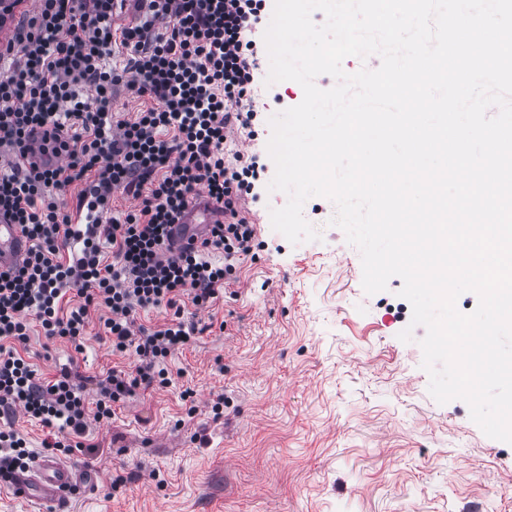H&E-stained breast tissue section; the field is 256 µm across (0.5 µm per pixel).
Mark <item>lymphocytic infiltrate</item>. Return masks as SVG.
I'll use <instances>...</instances> for the list:
<instances>
[{
	"instance_id": "obj_1",
	"label": "lymphocytic infiltrate",
	"mask_w": 512,
	"mask_h": 512,
	"mask_svg": "<svg viewBox=\"0 0 512 512\" xmlns=\"http://www.w3.org/2000/svg\"><path fill=\"white\" fill-rule=\"evenodd\" d=\"M38 2L0 52V147L13 155L0 165V214L30 242L21 267L0 271V473L31 457L7 423L16 411L47 428L44 449L69 452L89 421L111 419L114 403L166 385L168 357L200 332L185 323L186 306L212 309L257 239L246 204L258 163L225 148L257 116L252 35L265 0H132V17L118 30L119 0ZM117 46L127 53L121 69L105 64ZM79 84L90 96L79 98ZM119 86L148 101L133 119L110 118ZM38 131L63 166L21 164ZM201 189L221 206L223 223L211 225L200 247L165 257L170 224ZM117 193L135 201L124 218L72 223L69 199L107 211ZM100 307L110 312L104 329L113 353L133 354L136 364L112 369L90 408L76 372L64 367L43 379L20 350L36 322L46 338L83 351L89 311ZM160 307L171 313L167 323H139V313Z\"/></svg>"
}]
</instances>
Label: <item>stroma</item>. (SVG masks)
Instances as JSON below:
<instances>
[{
  "instance_id": "35a3bbf8",
  "label": "stroma",
  "mask_w": 512,
  "mask_h": 512,
  "mask_svg": "<svg viewBox=\"0 0 512 512\" xmlns=\"http://www.w3.org/2000/svg\"><path fill=\"white\" fill-rule=\"evenodd\" d=\"M259 65L257 135L233 146L266 165L248 205L264 246L226 286L214 328L171 356L170 384L136 390L110 421H89L85 450L64 460L101 480L66 512H458L465 499L512 512V445L487 437L464 401L431 397L426 330L411 324L402 280L364 292L360 253L331 225L326 198L303 206L320 240L294 245L272 228L269 211L287 196L268 188V120L298 105L303 90L266 85L267 53ZM108 315L92 313L80 353L32 326L38 374L50 380L72 367L95 403L99 381L124 363L101 336ZM407 328L409 343L398 338Z\"/></svg>"
}]
</instances>
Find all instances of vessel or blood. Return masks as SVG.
Returning <instances> with one entry per match:
<instances>
[{"mask_svg":"<svg viewBox=\"0 0 512 512\" xmlns=\"http://www.w3.org/2000/svg\"><path fill=\"white\" fill-rule=\"evenodd\" d=\"M26 159L54 166L63 162L62 157L44 152L43 137L39 134L30 137ZM223 219V213L210 201L206 193L197 191L192 203L171 228L173 250L199 244L207 226ZM26 257L27 243L19 225L0 216V268L21 266ZM83 484V478L73 468L50 457L41 460L34 469L16 473L12 477L15 494L50 504L65 501Z\"/></svg>","mask_w":512,"mask_h":512,"instance_id":"obj_1","label":"vessel or blood"}]
</instances>
